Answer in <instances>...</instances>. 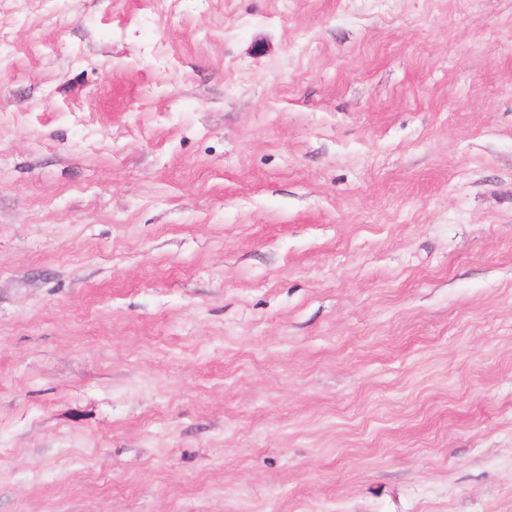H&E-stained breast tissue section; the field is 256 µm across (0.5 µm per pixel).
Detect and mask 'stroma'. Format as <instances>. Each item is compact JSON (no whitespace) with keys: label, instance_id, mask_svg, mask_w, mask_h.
<instances>
[{"label":"stroma","instance_id":"1","mask_svg":"<svg viewBox=\"0 0 512 512\" xmlns=\"http://www.w3.org/2000/svg\"><path fill=\"white\" fill-rule=\"evenodd\" d=\"M0 512H512V0H0Z\"/></svg>","mask_w":512,"mask_h":512}]
</instances>
